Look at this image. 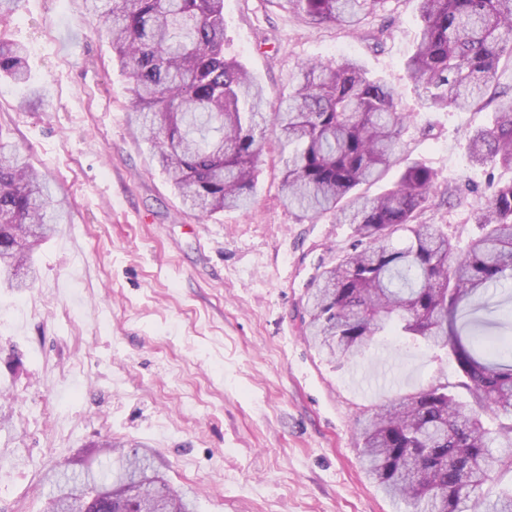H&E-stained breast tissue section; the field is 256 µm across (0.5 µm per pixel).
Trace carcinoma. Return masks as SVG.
<instances>
[{
    "instance_id": "1",
    "label": "carcinoma",
    "mask_w": 512,
    "mask_h": 512,
    "mask_svg": "<svg viewBox=\"0 0 512 512\" xmlns=\"http://www.w3.org/2000/svg\"><path fill=\"white\" fill-rule=\"evenodd\" d=\"M314 25L354 31L386 0H283ZM103 34L130 84L128 121L149 143L182 204L203 215L245 210L262 153L261 130L277 129L290 152L281 191L291 209L331 214L355 226L352 248L323 267L303 304L304 336L331 361L349 359L394 333L447 350L470 403L434 385L377 405L360 420L361 465L405 512H469L495 467L512 471V327L463 323L475 298L512 279V181L490 183L468 221L483 233L458 250L421 216L431 170L406 166L393 188L369 198L357 187L381 179L400 148L407 115L397 95L360 64L302 65L292 91L266 113L267 94L224 54V0H105ZM421 29L406 68L426 108L477 110L491 122L469 142L471 161L512 169V87L496 84L512 56V0H420ZM0 79L27 86L28 50L0 39ZM58 210L50 182L0 133V278L12 288L37 281L33 251ZM402 234V246L392 238ZM509 448L494 456V446ZM98 494L106 512H194L186 494L158 474L152 454L128 453ZM90 480L63 472L46 512H84Z\"/></svg>"
}]
</instances>
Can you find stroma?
<instances>
[{
    "label": "stroma",
    "mask_w": 512,
    "mask_h": 512,
    "mask_svg": "<svg viewBox=\"0 0 512 512\" xmlns=\"http://www.w3.org/2000/svg\"><path fill=\"white\" fill-rule=\"evenodd\" d=\"M101 16L83 0H22L0 36L28 48L38 96L0 81V132L53 181L61 217L36 251L39 279L0 285V512H42L48 475L119 470L104 437L148 448L196 512H399L365 474L357 421L376 404L455 383L446 352L389 335L332 363L304 339L301 303L353 227L288 209L266 128L248 212L184 210L148 145ZM418 0H387L359 30L316 27L277 0H225L224 52L288 95L307 61L353 58L409 113L375 196L419 162L449 201L422 220L462 244L468 212L512 170L469 157L490 110L422 107L405 61Z\"/></svg>",
    "instance_id": "1"
}]
</instances>
